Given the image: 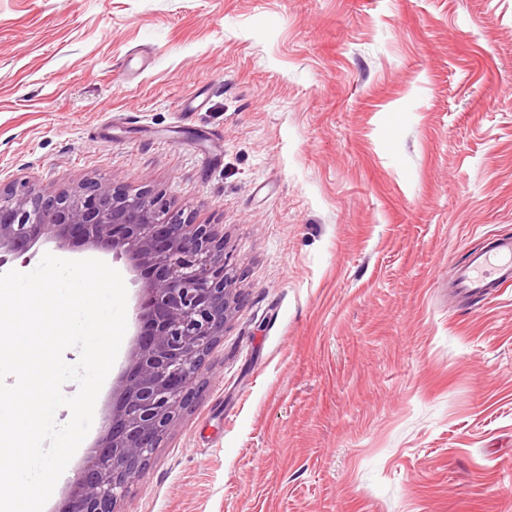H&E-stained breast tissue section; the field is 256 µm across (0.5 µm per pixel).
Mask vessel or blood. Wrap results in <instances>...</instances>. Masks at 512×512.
Instances as JSON below:
<instances>
[{
    "label": "vessel or blood",
    "instance_id": "vessel-or-blood-1",
    "mask_svg": "<svg viewBox=\"0 0 512 512\" xmlns=\"http://www.w3.org/2000/svg\"><path fill=\"white\" fill-rule=\"evenodd\" d=\"M457 293L466 299L489 296L512 286V236L494 238L489 246L472 251L453 279Z\"/></svg>",
    "mask_w": 512,
    "mask_h": 512
}]
</instances>
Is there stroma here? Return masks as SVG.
I'll list each match as a JSON object with an SVG mask.
<instances>
[{"instance_id": "obj_1", "label": "stroma", "mask_w": 512, "mask_h": 512, "mask_svg": "<svg viewBox=\"0 0 512 512\" xmlns=\"http://www.w3.org/2000/svg\"><path fill=\"white\" fill-rule=\"evenodd\" d=\"M90 181L244 294L116 512H512V287L448 297L512 235V0H0V187Z\"/></svg>"}]
</instances>
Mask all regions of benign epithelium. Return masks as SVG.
<instances>
[{
  "mask_svg": "<svg viewBox=\"0 0 512 512\" xmlns=\"http://www.w3.org/2000/svg\"><path fill=\"white\" fill-rule=\"evenodd\" d=\"M41 239L60 250L111 253L150 272L135 307V324L148 331L138 333L103 435L61 510L115 512L188 405L241 292L216 225L188 223L147 191H116L110 182L0 190V255H23Z\"/></svg>",
  "mask_w": 512,
  "mask_h": 512,
  "instance_id": "obj_1",
  "label": "benign epithelium"
}]
</instances>
